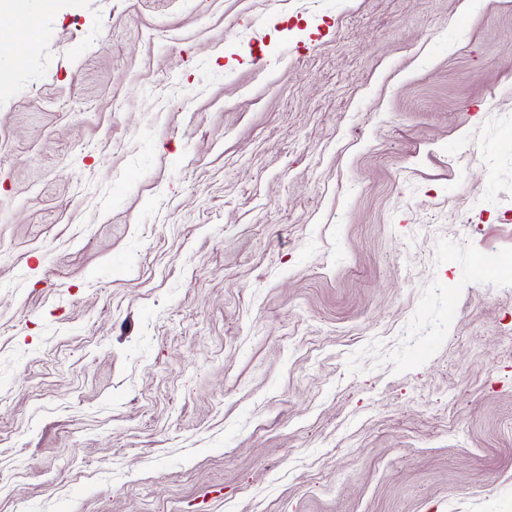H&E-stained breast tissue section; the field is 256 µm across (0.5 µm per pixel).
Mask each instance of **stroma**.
Wrapping results in <instances>:
<instances>
[{"label": "stroma", "mask_w": 512, "mask_h": 512, "mask_svg": "<svg viewBox=\"0 0 512 512\" xmlns=\"http://www.w3.org/2000/svg\"><path fill=\"white\" fill-rule=\"evenodd\" d=\"M16 3L0 512H512V0Z\"/></svg>", "instance_id": "35a3bbf8"}]
</instances>
